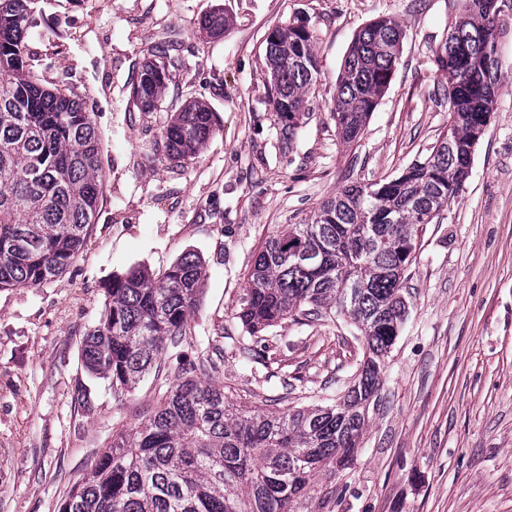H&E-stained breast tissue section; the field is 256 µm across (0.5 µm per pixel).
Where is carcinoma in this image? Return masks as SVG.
I'll return each instance as SVG.
<instances>
[{
	"instance_id": "cac0c4a2",
	"label": "carcinoma",
	"mask_w": 512,
	"mask_h": 512,
	"mask_svg": "<svg viewBox=\"0 0 512 512\" xmlns=\"http://www.w3.org/2000/svg\"><path fill=\"white\" fill-rule=\"evenodd\" d=\"M33 0H0V289L36 288L62 274L84 248L103 200L95 125L79 97L50 91L32 70L28 45ZM512 19V0H464L461 16L435 51L447 80L449 125L430 155L400 175L344 186L309 221L288 224L257 252L238 304L250 337L291 319L337 312L364 338L363 360L345 395L330 405L264 412L209 382L223 356L212 343L190 357L193 317L206 281L203 258L189 252L164 273L145 267L112 278L97 324L82 344L87 370L109 381L121 403L167 357L175 382L137 426L112 428V441L71 488L60 512H295L317 470L354 454L385 360L406 317L399 268L406 245L463 188L476 131L494 112L496 31ZM201 26L214 38L227 20L215 10ZM403 33L382 16L353 39L336 87L333 118L342 141L359 140L400 61ZM268 100L280 140L292 142L319 62L315 32L277 25L265 38ZM169 81L148 61L133 99L149 112ZM215 133L214 111L191 101L162 132L167 159L196 155Z\"/></svg>"
}]
</instances>
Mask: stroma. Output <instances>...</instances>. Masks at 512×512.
Returning <instances> with one entry per match:
<instances>
[{"label": "stroma", "instance_id": "obj_1", "mask_svg": "<svg viewBox=\"0 0 512 512\" xmlns=\"http://www.w3.org/2000/svg\"><path fill=\"white\" fill-rule=\"evenodd\" d=\"M217 8L231 26L213 38L200 20ZM461 12L460 0H37L34 73L90 113L104 197L64 274L0 290V512H59L113 425L133 427L155 404L153 375L120 404L80 355L106 283L131 267L158 275L186 252L203 257L193 324L197 340L219 341L224 362L209 381L226 393L267 412L343 395L364 352L350 321L285 322L255 355L238 298L256 248L282 225L429 156L448 128L433 52ZM383 15L403 30L401 59L350 147L331 112L336 80L355 35ZM297 19L315 32L320 73L287 146L265 90V34ZM172 38L179 61L142 111L132 84L151 46ZM497 58L495 110L463 189L405 272L406 320L359 447L316 473L296 512H512V20ZM189 99L213 109L217 130L198 155L171 162L158 142Z\"/></svg>", "mask_w": 512, "mask_h": 512}]
</instances>
